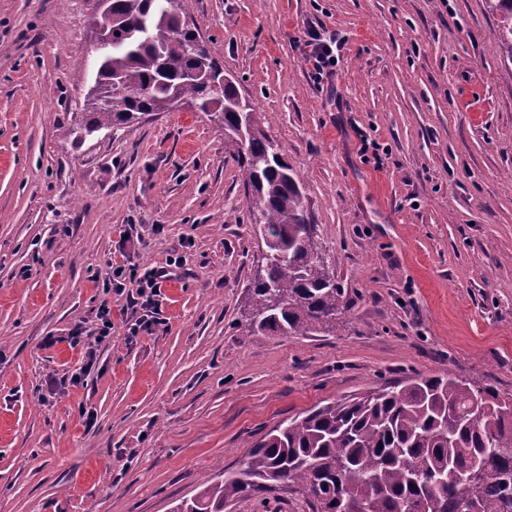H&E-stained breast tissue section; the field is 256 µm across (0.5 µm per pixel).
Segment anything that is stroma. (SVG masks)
<instances>
[{"mask_svg":"<svg viewBox=\"0 0 512 512\" xmlns=\"http://www.w3.org/2000/svg\"><path fill=\"white\" fill-rule=\"evenodd\" d=\"M95 10L0 0V512H171L281 423L418 376L512 395V59L489 0H195L343 291L308 336L238 332L262 252L222 123L185 103L79 137ZM321 28L344 45L317 81L300 46ZM129 224L141 263L186 257L132 340L94 281ZM104 301L111 340L62 384ZM224 512L309 510L282 489Z\"/></svg>","mask_w":512,"mask_h":512,"instance_id":"35a3bbf8","label":"stroma"}]
</instances>
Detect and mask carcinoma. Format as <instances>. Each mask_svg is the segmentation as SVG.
<instances>
[{
  "instance_id": "1",
  "label": "carcinoma",
  "mask_w": 512,
  "mask_h": 512,
  "mask_svg": "<svg viewBox=\"0 0 512 512\" xmlns=\"http://www.w3.org/2000/svg\"><path fill=\"white\" fill-rule=\"evenodd\" d=\"M188 8V0H111L112 53L98 59L96 83L112 92L85 99V130L118 127L182 101L221 121L224 143L246 168L265 249L240 335L330 330L342 290L315 243L298 176L207 44L182 32ZM493 10L502 19L498 47L512 59V0H493ZM198 59L220 86L186 79ZM241 469L247 482L226 469L172 512H224L229 502L278 487L300 493L311 512H409L416 498L426 512H460L463 503L465 512H512V397L450 373L353 394L271 430L250 446Z\"/></svg>"
}]
</instances>
